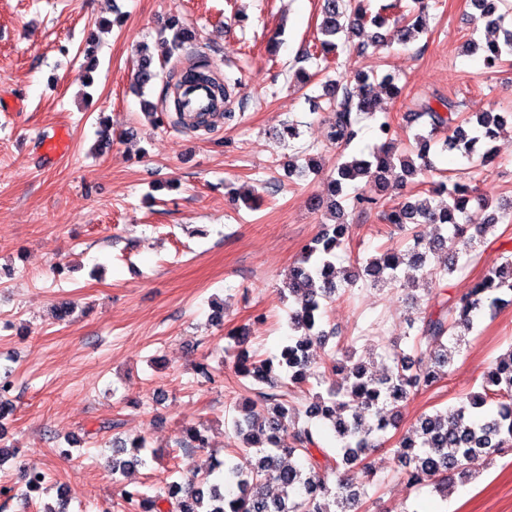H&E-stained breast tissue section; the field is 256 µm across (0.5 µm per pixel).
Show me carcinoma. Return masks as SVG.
Returning <instances> with one entry per match:
<instances>
[{
    "label": "carcinoma",
    "instance_id": "cac0c4a2",
    "mask_svg": "<svg viewBox=\"0 0 512 512\" xmlns=\"http://www.w3.org/2000/svg\"><path fill=\"white\" fill-rule=\"evenodd\" d=\"M367 0H322L321 38L314 56L327 59L337 53L340 38L359 36L366 25L381 29L393 21L395 38L406 44L428 28L430 5L417 0L418 8L389 19L386 11L397 8L389 3L372 15L365 7ZM503 0H473L478 20L488 37L481 46L482 59L498 66L505 56H512V18L500 10ZM162 32L168 34L170 53L184 49L195 40V34L180 25L178 19H166ZM158 71L149 49L139 46L138 63L132 90L143 94L153 84ZM332 100L333 117L326 138L339 146H349L359 134L358 115L383 110L382 96L398 95L395 77L381 76L378 83L363 75L351 89L341 80L326 83ZM418 117L430 127L428 135H415L416 155L397 151L383 119L377 128L378 146L368 155L351 156L336 165V177L330 179L326 191L314 205L326 208L335 223L322 231L301 249V258L285 282L296 309L290 313L291 335L280 354L256 359L245 351L236 355L235 372L251 377L261 387L254 397L235 406L239 416L233 419L235 433L242 438L247 453H234L223 460H210L204 471H197L183 481L169 483L150 496L138 486L122 483L121 477L138 465L147 464L142 457L145 440L135 437L130 445L117 444L112 449L115 483L121 485L115 507L121 512H355L373 484L374 473L367 462L369 455L381 447V433L394 424L410 395L428 391L448 376L452 350L448 342L462 341L484 316L494 313L512 296V253L478 279L464 296L442 298L437 308L423 313L420 325L406 339L412 352L395 356L391 370L377 376L362 363L351 362L344 347L325 362L327 371L343 376L345 385L328 390L327 396L312 394L308 382L311 363L308 352L329 336L318 322L323 301L336 295L333 278L336 249L343 245L348 231L342 201L349 199L356 208L376 209L386 205L387 192L404 189L407 181L432 167L430 152L436 143L433 136L447 132L441 150L460 153L465 158L481 155L480 167L464 176L448 175L433 182L430 191L442 202L436 206L427 199L407 197L383 211L386 223L405 233V249L384 252L366 260L355 257L352 263L362 265L365 275L375 283L393 285L399 282L401 266L421 273V279L439 284L444 274L458 269V244H470L492 230L500 217L489 212L492 201L478 192L473 184L481 180L482 168L498 154L496 142L504 135L506 119L493 110L460 112L454 101L439 96L436 102L419 100ZM364 179L377 186L374 196L358 188ZM420 224L438 225V233L425 240L417 231ZM445 252L448 256L444 274L425 269L428 254ZM299 391L305 396V415L309 422L301 424L289 417L288 397ZM496 409L486 411L489 402ZM318 418L334 430L342 446L336 454L321 447L316 428L310 420ZM180 444L189 448L210 447L205 430L196 426L182 429ZM512 446V348L496 360L488 372L483 392L468 397L454 412L424 414L395 443L393 454L404 467L408 484L431 485L442 497H448L450 480L493 458Z\"/></svg>",
    "mask_w": 512,
    "mask_h": 512
}]
</instances>
